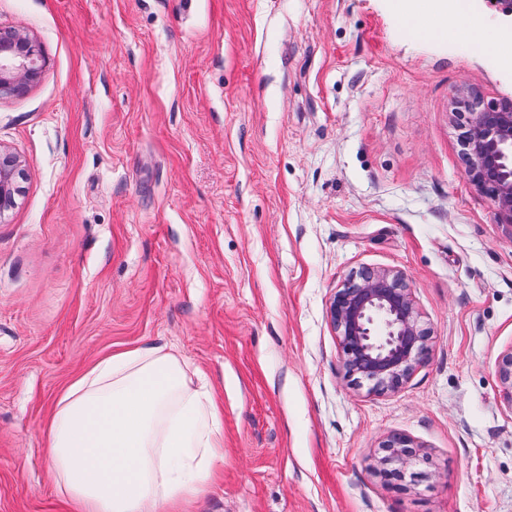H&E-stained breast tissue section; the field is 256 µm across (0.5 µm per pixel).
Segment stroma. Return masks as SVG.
I'll return each mask as SVG.
<instances>
[{
  "mask_svg": "<svg viewBox=\"0 0 512 512\" xmlns=\"http://www.w3.org/2000/svg\"><path fill=\"white\" fill-rule=\"evenodd\" d=\"M422 38L391 0H0L45 68L0 96V512H71L45 425L110 351L174 347L224 408L192 512H512V230L465 175L456 90L512 97V14ZM396 269L429 351L356 386L327 308ZM422 452L376 469L387 436ZM19 175V158L12 152L0 149V213L13 205ZM497 378L504 401L512 407V349L502 353L499 357Z\"/></svg>",
  "mask_w": 512,
  "mask_h": 512,
  "instance_id": "stroma-1",
  "label": "stroma"
}]
</instances>
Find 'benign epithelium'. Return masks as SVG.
I'll return each instance as SVG.
<instances>
[{"mask_svg": "<svg viewBox=\"0 0 512 512\" xmlns=\"http://www.w3.org/2000/svg\"><path fill=\"white\" fill-rule=\"evenodd\" d=\"M38 43L25 32L0 31V95L21 94L41 76ZM453 115L463 120L461 139L465 175L487 196L498 221L512 228V99L486 102L465 89L453 96ZM19 158L0 149V213L15 201ZM328 318L338 337L343 367L357 384L374 391H396L412 377L428 351V334L419 325L412 289L394 269L362 270L350 275L329 303ZM497 378L512 407V349L501 354ZM380 466L407 469L418 456L413 441L392 435L381 444Z\"/></svg>", "mask_w": 512, "mask_h": 512, "instance_id": "benign-epithelium-1", "label": "benign epithelium"}]
</instances>
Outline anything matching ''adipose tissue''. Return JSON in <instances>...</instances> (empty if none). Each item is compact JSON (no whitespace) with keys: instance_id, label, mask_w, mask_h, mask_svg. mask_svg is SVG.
Here are the masks:
<instances>
[{"instance_id":"adipose-tissue-1","label":"adipose tissue","mask_w":512,"mask_h":512,"mask_svg":"<svg viewBox=\"0 0 512 512\" xmlns=\"http://www.w3.org/2000/svg\"><path fill=\"white\" fill-rule=\"evenodd\" d=\"M421 35H446L448 0H402ZM47 437L76 512H184L224 462L223 410L168 347L104 356L61 394Z\"/></svg>"}]
</instances>
